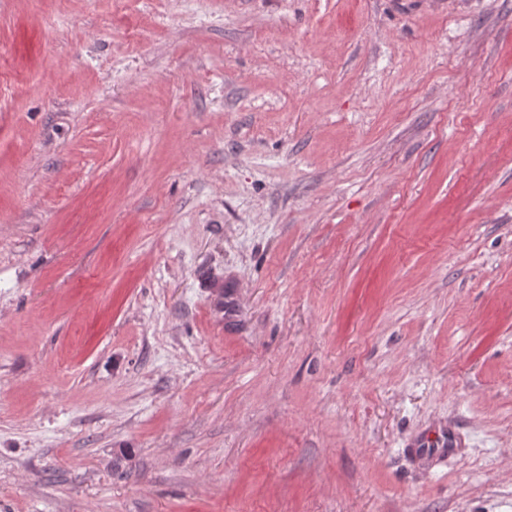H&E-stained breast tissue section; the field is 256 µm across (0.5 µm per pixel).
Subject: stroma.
<instances>
[{"label": "stroma", "instance_id": "stroma-1", "mask_svg": "<svg viewBox=\"0 0 512 512\" xmlns=\"http://www.w3.org/2000/svg\"><path fill=\"white\" fill-rule=\"evenodd\" d=\"M0 512H512V0H0ZM454 434L444 429L442 431L428 434L419 446L425 447L423 450L432 456H442L451 454L456 447Z\"/></svg>", "mask_w": 512, "mask_h": 512}]
</instances>
